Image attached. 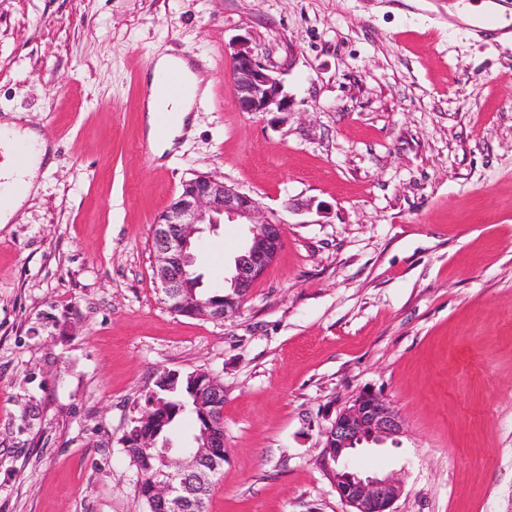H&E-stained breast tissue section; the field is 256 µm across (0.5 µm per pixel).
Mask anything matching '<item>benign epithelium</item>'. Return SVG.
<instances>
[{
    "mask_svg": "<svg viewBox=\"0 0 512 512\" xmlns=\"http://www.w3.org/2000/svg\"><path fill=\"white\" fill-rule=\"evenodd\" d=\"M230 73L237 104L243 112H288V94L278 72L264 64L241 36L232 46ZM245 224L248 235L245 252L234 258L224 282L233 283L235 294L224 297V304L210 303L196 294L187 278L186 265L202 226ZM152 240L155 253L154 278L174 311L191 317L222 321L237 313L265 270L283 246V225L275 215L265 214L253 195L210 175L185 181L169 208L154 221ZM205 392L197 405L217 409L222 387L206 375ZM164 414V401L154 400L143 412L141 424H156ZM403 433L398 412L380 396L363 391L336 415L325 433L322 464L331 484L348 512H393L400 497V482L391 475L355 471L352 454L364 444L380 445ZM171 473L164 480L148 485L155 512H201L203 493L212 477L224 466V441L219 435L206 436L204 446L190 455H167Z\"/></svg>",
    "mask_w": 512,
    "mask_h": 512,
    "instance_id": "1",
    "label": "benign epithelium"
}]
</instances>
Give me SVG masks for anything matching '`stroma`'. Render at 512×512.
I'll use <instances>...</instances> for the list:
<instances>
[{
	"mask_svg": "<svg viewBox=\"0 0 512 512\" xmlns=\"http://www.w3.org/2000/svg\"><path fill=\"white\" fill-rule=\"evenodd\" d=\"M449 0H0V114L54 166L0 224V512H148L119 443L164 371L224 386L208 512H346L325 433L363 390L404 422L357 452L395 512H512V43ZM281 73L286 112L240 111L229 47ZM210 79L192 134L146 151L156 52ZM207 174L284 245L235 315L181 316L151 226ZM240 224L205 229L201 289Z\"/></svg>",
	"mask_w": 512,
	"mask_h": 512,
	"instance_id": "stroma-1",
	"label": "stroma"
}]
</instances>
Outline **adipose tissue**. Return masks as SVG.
<instances>
[{"mask_svg": "<svg viewBox=\"0 0 512 512\" xmlns=\"http://www.w3.org/2000/svg\"><path fill=\"white\" fill-rule=\"evenodd\" d=\"M177 77L182 85V94L172 100H164V83ZM209 81L194 63L182 57L168 54L155 56L146 74L143 100V130L152 147L154 158L166 156L177 138L187 129L190 114L198 100L205 97ZM169 103L174 119L165 137H157V114L162 103ZM23 145L29 150L24 166H16L14 149ZM52 148L37 130L24 127L14 121L0 122V188L5 195L0 198V224L9 223L26 199L36 192L40 171L52 165ZM21 185V192H14V185Z\"/></svg>", "mask_w": 512, "mask_h": 512, "instance_id": "ef3b65f1", "label": "adipose tissue"}]
</instances>
